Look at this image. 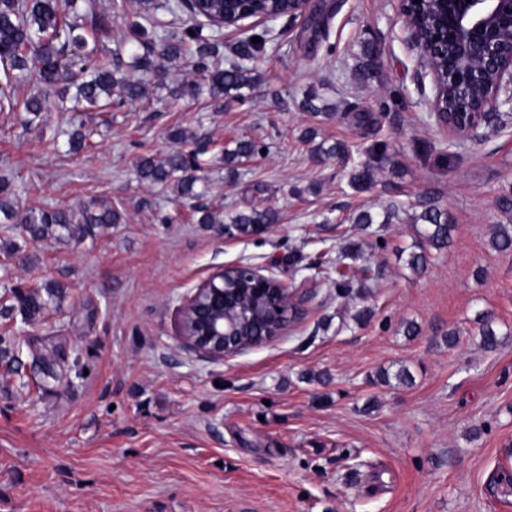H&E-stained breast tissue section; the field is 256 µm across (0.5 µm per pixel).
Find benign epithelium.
Here are the masks:
<instances>
[{"label": "benign epithelium", "instance_id": "1", "mask_svg": "<svg viewBox=\"0 0 512 512\" xmlns=\"http://www.w3.org/2000/svg\"><path fill=\"white\" fill-rule=\"evenodd\" d=\"M243 0H224V15L209 20L220 28H244V21L277 20L273 15L239 8ZM322 0H289L286 16L313 18ZM403 43L415 60L416 82L432 95L425 98L430 116L451 137H464L503 111H512V0H396ZM457 93L453 111L444 80ZM299 307L297 289L262 274L250 265L225 267L213 273L189 297L182 315L194 331L180 329L185 347L208 359H222L253 348L242 339V325L251 305Z\"/></svg>", "mask_w": 512, "mask_h": 512}]
</instances>
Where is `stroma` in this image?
<instances>
[{
	"label": "stroma",
	"instance_id": "obj_1",
	"mask_svg": "<svg viewBox=\"0 0 512 512\" xmlns=\"http://www.w3.org/2000/svg\"><path fill=\"white\" fill-rule=\"evenodd\" d=\"M76 10L111 18L99 46L112 51L137 5ZM324 10L316 32L303 18L274 22L243 101L175 96L198 77L182 60L110 122L82 113L92 136L76 153L60 100L33 126L23 107L0 112V180L22 206L98 199L122 217L81 241L32 243L0 224V291L47 280L68 290L40 323L0 328L62 339L92 367L51 392L0 378V512H512L489 483L512 471V250L491 246L496 225L512 226V113L449 139L421 100L393 0ZM242 137L266 152L233 179L224 148ZM378 143L387 162L352 188V167ZM336 144L349 158L312 159ZM191 151L214 213L268 207L278 223L218 234L137 175L141 156ZM427 203L455 229L417 273L413 217ZM391 207V223L355 222ZM349 243L360 249L350 296H337L335 275L306 280L321 246ZM237 264L304 289L307 312L271 343L209 360L183 347L181 308ZM486 313L492 350L477 323ZM404 367L413 384L378 378Z\"/></svg>",
	"mask_w": 512,
	"mask_h": 512
}]
</instances>
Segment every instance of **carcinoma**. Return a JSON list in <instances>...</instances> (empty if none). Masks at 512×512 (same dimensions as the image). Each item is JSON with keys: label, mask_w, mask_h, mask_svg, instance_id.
Here are the masks:
<instances>
[{"label": "carcinoma", "mask_w": 512, "mask_h": 512, "mask_svg": "<svg viewBox=\"0 0 512 512\" xmlns=\"http://www.w3.org/2000/svg\"><path fill=\"white\" fill-rule=\"evenodd\" d=\"M73 0H0V112H11L18 105L16 92L28 89L24 110L31 114L32 125L45 110L47 99L54 93L61 94L75 88L74 105L71 108L72 130L70 146L85 145L86 134L79 112L86 106L93 107L102 99L133 102L143 97L145 78L160 77L167 73L166 63L184 58L194 63L203 82L187 85V92L195 94L204 88L216 99L238 98L241 90L250 89L257 82L254 68L247 65L255 53L262 50L266 38L258 43L246 39L234 52L236 59L223 61L221 43L217 36L204 33L205 25L198 24L180 35L148 32L138 22L128 25L127 43L134 60L132 70L119 74L122 60L119 54L105 56L97 48L98 35L109 27L102 15L73 16L68 11ZM145 12L163 9L173 15L183 9L181 0H137ZM264 145L252 139H238L234 147L224 150V164L231 176L238 174V166L261 154ZM196 155L174 153L157 162L142 157L137 173L143 180L174 188L179 197L193 203L199 213L197 223L218 224L217 216L200 203L203 193L197 191L199 178ZM0 212L15 224L24 225V234L30 241L53 239H84L95 236V229L120 223L119 212L112 203L94 201L81 207L78 212L68 209L20 208L10 199L9 185L0 183ZM228 223L243 235H256L278 221L272 208L239 211L227 217ZM421 223L419 235L422 245L419 251L409 255L408 265L418 271L427 264L425 247L437 251L448 246L454 225L448 223V212L436 205H426L415 215ZM497 251L512 248V229L500 225L492 240ZM66 289L57 282L26 290L10 288L9 303L0 306V316L11 320L20 319L24 325L42 321L52 305L61 303ZM482 343L491 349L497 342L493 319L483 315ZM31 342L17 336L12 330H0V361L9 371L22 375L25 367H31L41 375L39 387L43 390L64 380L71 367L63 346L56 342L43 345V350L32 354L31 363L22 360L23 348Z\"/></svg>", "instance_id": "obj_1"}]
</instances>
